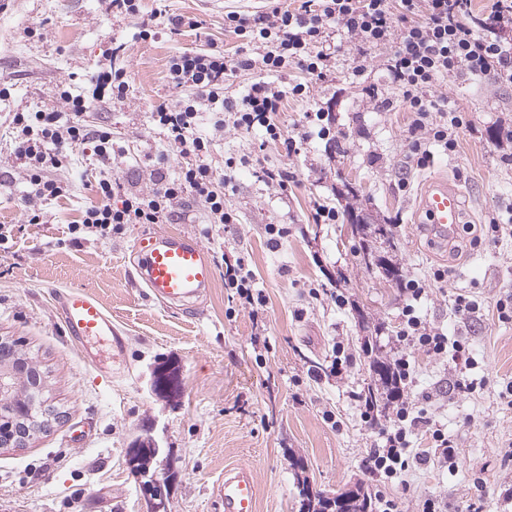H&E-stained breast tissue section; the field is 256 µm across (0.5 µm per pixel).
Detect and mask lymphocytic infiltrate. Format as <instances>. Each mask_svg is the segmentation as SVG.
Instances as JSON below:
<instances>
[{
  "mask_svg": "<svg viewBox=\"0 0 512 512\" xmlns=\"http://www.w3.org/2000/svg\"><path fill=\"white\" fill-rule=\"evenodd\" d=\"M224 26L246 40L236 56L226 55L222 46L212 42L206 49L181 53L168 62L170 83L188 90L189 96L172 108L155 106L151 114L168 148L156 157L147 191L128 192L113 180L117 157L112 131L88 124L84 118L89 102L108 99L121 103L127 99V68L104 64L91 77L92 93L87 97L72 94L69 84L59 85L56 94L66 104V111L14 113L12 162L30 185L29 223L41 220L39 202L69 192V184L56 174L67 168L73 151L83 146L91 147L99 168L94 185L98 202L71 225L74 242L120 232L127 224L178 220L189 197L202 205L206 223H237L236 212L224 202V191L234 183L237 170L252 166L254 158L227 159L223 171H216L209 160L211 142L228 128L248 133L259 127L266 141L281 143L287 153H295L296 141L277 114L286 98L305 96L308 81L331 74L339 50L329 40L328 31L333 27L340 28L346 43L357 51L355 75L367 72L370 49L392 47L387 69L411 114L407 147L411 162L420 169L429 167L435 152H455L458 130L470 124L464 112L430 97L440 78L465 74L479 81L512 83V43L500 36L501 30L512 28V0H493L489 17L480 24L474 21L471 0H286L248 17L229 13ZM291 68L306 74L307 82L284 88L258 81L239 97L224 92L228 75L255 69L281 73ZM205 120L211 125L207 136L199 132ZM171 148L183 159L173 178L165 172ZM224 286L252 315L263 312L265 298L256 288L252 270L243 262L225 265ZM400 290L404 306L396 332L399 343L454 363L469 357L465 339L423 320L420 308L427 291L418 280H402ZM418 433L429 439L430 449L413 447L411 437ZM456 458L447 434L427 410L404 401L393 427L382 431L380 447L366 456L365 467L369 473L392 479L402 477L413 463L444 464Z\"/></svg>",
  "mask_w": 512,
  "mask_h": 512,
  "instance_id": "f902f5d3",
  "label": "lymphocytic infiltrate"
}]
</instances>
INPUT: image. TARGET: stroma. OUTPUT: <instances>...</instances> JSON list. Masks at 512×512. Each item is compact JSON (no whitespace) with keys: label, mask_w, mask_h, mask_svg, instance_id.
Masks as SVG:
<instances>
[{"label":"stroma","mask_w":512,"mask_h":512,"mask_svg":"<svg viewBox=\"0 0 512 512\" xmlns=\"http://www.w3.org/2000/svg\"><path fill=\"white\" fill-rule=\"evenodd\" d=\"M267 0H224L212 10L203 0H142L155 33L143 39L139 22L116 17L108 0H10L0 11V80L11 95L0 101V225L14 236L0 247V337L19 341L35 357L44 376L43 395L64 412L60 423L20 448L0 447V512H143L140 480L127 464L138 438H154L169 464L166 490L170 512H224L217 487L227 468L246 464L257 482L256 512H299L297 483L332 494L364 485L384 489L362 460L380 443L395 411L367 422L358 394L371 380L365 337L381 356L395 358L404 303L400 279L366 267L363 246L398 267L400 278L426 279L431 268L448 270L445 283L432 286L421 308L427 322L467 337L476 360L469 374L487 377L471 395L452 388L453 369L445 361L412 348L413 381L404 395L426 399L429 414L447 432L458 465L440 469L411 465L403 481L386 487L403 512H419L434 498L443 512H512V406L499 393L512 384V322L498 320L497 300L512 293V235L484 237L489 218H512V140L500 125H512V86L462 75L440 79L431 93L466 112L470 124L459 132L455 154L436 156L428 168L407 167L409 116L386 110L399 91L386 69L390 47L370 52L363 79L352 75L353 56L338 57L327 79L312 83L308 97L288 98L279 119L295 130L305 112L330 108L345 137L339 146L311 138L298 153L281 144H263L262 129L225 130L210 159L224 161L259 152L260 161L239 170L224 201L236 211L230 226L200 223L194 200L184 216L166 224H129L100 240L72 243L70 224L94 203L90 190L99 171L90 150L77 149L62 178L69 195L42 203L41 223L27 221L28 186L19 169L4 165L13 149L14 113L65 111L56 87L87 88L104 51L126 46L132 86L120 105L94 104L86 119L111 127L126 158L112 176L125 189L150 188V160L165 149L151 121L154 106H175L184 90L168 82L173 55L201 48L193 33L170 34L167 16L185 14L203 23L208 38L235 52L242 41L224 28L229 11L251 14ZM35 36H28L29 28ZM284 166L297 180L287 189L267 184L264 168ZM407 176L410 187L400 191ZM443 177L463 204V227L453 253L432 246L419 226L418 198L428 179ZM336 207L335 224L312 223L314 203ZM383 224L394 242L360 240L352 221ZM288 229L270 246L264 227ZM146 233L185 234L197 240L215 271L212 288L193 308H171L148 299L136 274L137 239ZM244 258L266 298L265 325L248 309L232 305L224 286V262ZM79 289L111 313L122 346L92 338L72 339L56 310V296ZM349 302L337 307L333 293ZM482 303L468 319L453 312L457 295ZM265 344H255L257 335ZM350 361L330 374L336 345ZM179 372V392L169 397L153 389L161 365ZM333 421H326L325 412Z\"/></svg>","instance_id":"35a3bbf8"}]
</instances>
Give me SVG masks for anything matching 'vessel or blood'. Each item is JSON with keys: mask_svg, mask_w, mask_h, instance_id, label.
<instances>
[{"mask_svg": "<svg viewBox=\"0 0 512 512\" xmlns=\"http://www.w3.org/2000/svg\"><path fill=\"white\" fill-rule=\"evenodd\" d=\"M425 224L443 246L455 241L462 222L459 191L443 178L427 181L419 199ZM137 274L151 296L171 306H188L206 293L214 282L215 271L201 245L179 234H147L135 244ZM59 309L70 336L78 340L108 338L120 343L112 316L95 297L81 290H70L59 297ZM224 512H256L257 485L251 468L226 469L218 487Z\"/></svg>", "mask_w": 512, "mask_h": 512, "instance_id": "obj_1", "label": "vessel or blood"}]
</instances>
